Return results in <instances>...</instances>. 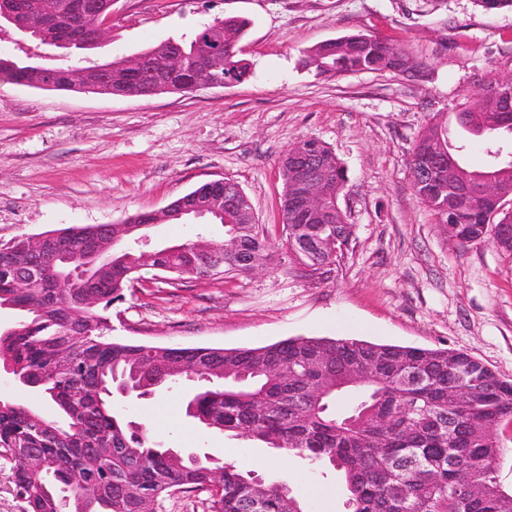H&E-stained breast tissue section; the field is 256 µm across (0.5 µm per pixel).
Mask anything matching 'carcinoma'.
Instances as JSON below:
<instances>
[{
    "label": "carcinoma",
    "instance_id": "1",
    "mask_svg": "<svg viewBox=\"0 0 512 512\" xmlns=\"http://www.w3.org/2000/svg\"><path fill=\"white\" fill-rule=\"evenodd\" d=\"M16 9L29 23L25 37L47 45L56 41L57 25L47 19L44 0H0V13ZM247 26L241 17L226 15L220 24L204 22L189 37L168 39L133 60L87 66L80 65L89 51L83 46L67 50L71 64L0 58V78L43 90L45 70L52 69L58 75L54 89L99 94L109 84L114 93L158 82L169 93H188L226 77L241 82L250 72L238 47ZM207 36L233 50L210 58L203 75L173 69V50L198 55ZM401 58L410 56L394 44L357 34L308 48L302 62L318 75L331 76L393 71ZM455 117L473 136L480 131L489 138L512 134V109L498 100L481 110L460 108ZM435 129L448 157V191L441 194L431 184L415 182V196L437 221L455 226L457 242L494 241L495 227L508 218L504 208L512 200V162L467 169L439 123L420 134L411 156L432 149ZM486 178L495 180L498 192L483 189ZM305 193L290 186L281 204L288 239L324 238L325 225L347 223L332 200L321 210L304 208ZM214 223L224 225V239L238 244V250L224 252L218 275L232 270L240 251L257 267L270 261V246L257 224L238 228L224 224L222 217ZM96 228L95 233L83 226L59 229L40 256L18 241L0 242V304H11L17 314L12 327L0 329V367L56 410V416L47 417L34 406L0 399V460L10 464L13 491L23 500L24 512H56L54 500L41 488L49 482L67 484L76 497L95 502L94 512H137L128 485L154 501L177 489L207 492L211 512H243L258 470L226 462L218 470L213 457L173 454L154 444L143 424L114 408L115 378L131 381L133 395L142 398L190 380L196 368L204 374L187 402L188 417L209 430L246 435L331 466L340 477L347 512H512V489H504L497 477L505 453L500 432L512 425V382L479 359L447 348L298 337L261 347L213 348L204 364L197 348L111 337L112 304L122 300L142 270L172 276L168 285L177 288L205 275L203 250L184 243L176 251L151 255L112 251L110 225ZM97 246L102 259L92 276L59 287L61 270L52 263L56 253L67 251L76 266L85 251ZM341 256L328 244L300 260L313 277L327 273ZM37 265L39 276L18 287L21 273ZM67 359L74 368L62 369ZM454 388L466 395L450 402ZM19 448L37 449L43 471L30 470ZM94 448L112 449L95 470L86 467ZM471 478L480 485L475 495L463 492ZM261 512L307 510L287 484L279 483L265 494Z\"/></svg>",
    "mask_w": 512,
    "mask_h": 512
}]
</instances>
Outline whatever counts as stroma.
<instances>
[{
	"label": "stroma",
	"instance_id": "obj_1",
	"mask_svg": "<svg viewBox=\"0 0 512 512\" xmlns=\"http://www.w3.org/2000/svg\"><path fill=\"white\" fill-rule=\"evenodd\" d=\"M249 22V76L189 94L115 97L0 80V242L156 212L199 185L237 182L273 252L271 265L172 288L143 271L112 306V335L166 347H260L295 337L464 351L512 381V253L450 240L412 189L410 150L493 76L512 75V12L475 0H112V38L94 59L127 57L224 15ZM363 33L405 49L420 78L319 76L306 49ZM314 138L347 171L339 204L352 226L340 263L307 276L283 228L281 161ZM152 244L220 242L218 224H156ZM193 387L118 412L155 441L261 466L309 512H345L333 469L185 416Z\"/></svg>",
	"mask_w": 512,
	"mask_h": 512
}]
</instances>
